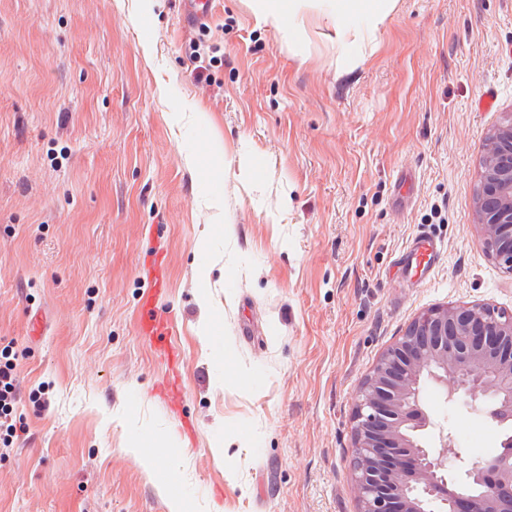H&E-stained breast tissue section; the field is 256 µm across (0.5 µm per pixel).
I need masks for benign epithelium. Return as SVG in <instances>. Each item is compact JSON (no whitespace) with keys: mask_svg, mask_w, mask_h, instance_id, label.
<instances>
[{"mask_svg":"<svg viewBox=\"0 0 512 512\" xmlns=\"http://www.w3.org/2000/svg\"><path fill=\"white\" fill-rule=\"evenodd\" d=\"M478 193L485 252L512 273V121L486 139ZM428 380L450 400L485 401L509 429L498 453L460 478L448 470L450 436L436 448L417 438L431 424L420 399ZM352 432L358 512H512V313L473 303L417 315L363 382Z\"/></svg>","mask_w":512,"mask_h":512,"instance_id":"obj_1","label":"benign epithelium"}]
</instances>
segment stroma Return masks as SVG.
Here are the masks:
<instances>
[{"label": "stroma", "instance_id": "stroma-1", "mask_svg": "<svg viewBox=\"0 0 512 512\" xmlns=\"http://www.w3.org/2000/svg\"><path fill=\"white\" fill-rule=\"evenodd\" d=\"M182 11L0 0V336L28 427L0 512H357L352 417L380 354L431 308L512 311L475 229L485 140L512 119V0H397L344 51L327 0L293 31L252 0H212L204 34ZM202 38L224 52L206 81ZM421 233L441 252L417 283L396 260ZM156 268L173 369L136 325ZM174 371L189 437L160 395ZM422 403L454 467L497 453L480 404L432 382ZM169 434L171 491L141 463L171 462Z\"/></svg>", "mask_w": 512, "mask_h": 512}]
</instances>
